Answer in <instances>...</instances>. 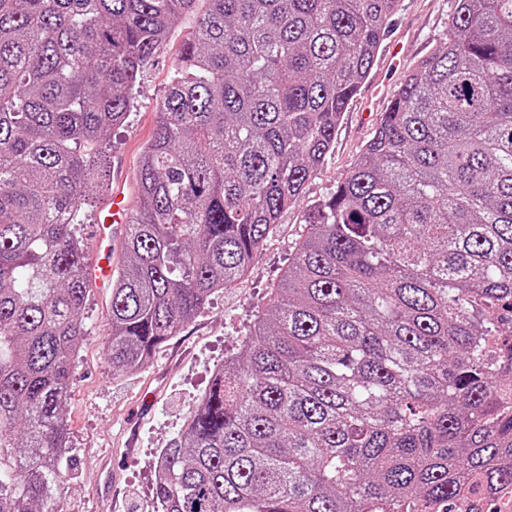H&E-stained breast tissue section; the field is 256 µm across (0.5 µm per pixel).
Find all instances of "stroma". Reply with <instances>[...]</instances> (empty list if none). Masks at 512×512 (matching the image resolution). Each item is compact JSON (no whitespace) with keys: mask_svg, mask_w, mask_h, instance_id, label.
Returning <instances> with one entry per match:
<instances>
[{"mask_svg":"<svg viewBox=\"0 0 512 512\" xmlns=\"http://www.w3.org/2000/svg\"><path fill=\"white\" fill-rule=\"evenodd\" d=\"M452 9L453 0H402L368 79L337 128L332 153L260 247L249 276L212 298L144 368L113 376L104 355L112 290L91 289L84 311L86 342L66 403L75 466L65 486L63 512H153L156 456L181 435L186 414L208 389L215 368L235 350L241 331L267 301L295 242L308 230L307 214L346 177L400 82L440 46ZM188 34L177 27L157 52L139 80L126 124L111 135L109 175L123 179L128 200L136 198L142 147L157 125L156 105ZM102 202L95 197L80 234L89 251L107 252L115 263L128 215L116 214L111 235L102 236L97 222Z\"/></svg>","mask_w":512,"mask_h":512,"instance_id":"1","label":"stroma"}]
</instances>
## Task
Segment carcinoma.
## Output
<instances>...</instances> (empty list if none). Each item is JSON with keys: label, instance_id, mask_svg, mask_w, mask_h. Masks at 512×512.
Instances as JSON below:
<instances>
[{"label": "carcinoma", "instance_id": "cac0c4a2", "mask_svg": "<svg viewBox=\"0 0 512 512\" xmlns=\"http://www.w3.org/2000/svg\"><path fill=\"white\" fill-rule=\"evenodd\" d=\"M400 2L0 0V512H63L76 226L174 27L192 37L112 279L117 375L247 277ZM455 2L161 450L157 512H456L472 480L512 490V0Z\"/></svg>", "mask_w": 512, "mask_h": 512}]
</instances>
